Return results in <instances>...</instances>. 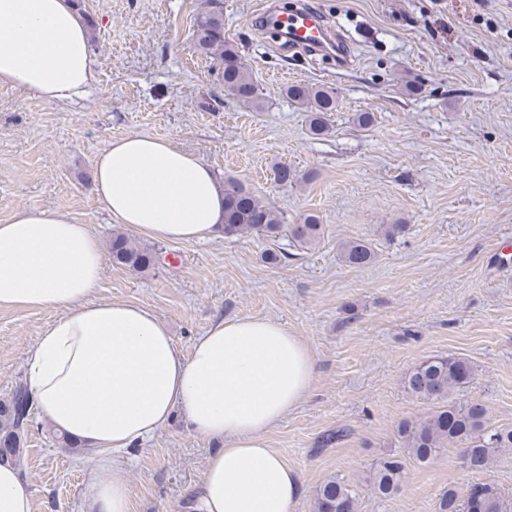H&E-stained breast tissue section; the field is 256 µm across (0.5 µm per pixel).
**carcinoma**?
I'll return each mask as SVG.
<instances>
[{"mask_svg": "<svg viewBox=\"0 0 512 512\" xmlns=\"http://www.w3.org/2000/svg\"><path fill=\"white\" fill-rule=\"evenodd\" d=\"M193 48L210 60V72L225 92L245 106H259V86L238 46L224 35L223 0H206L205 9L194 21ZM284 95L305 108L310 134L323 137L330 133V113L337 107L335 89L313 84L291 85L284 89ZM320 227L319 219L313 214L287 225L276 207L259 200L241 182L224 181L226 237L247 233L275 237L285 230L295 243L306 247L316 241ZM110 253L113 263L136 272L155 266V251L119 230L112 233ZM341 254L351 267L366 266L374 257L372 249L360 241L343 243ZM473 375L471 364L454 356L428 358L406 373L404 385L408 393L433 406L427 415L398 426V435L409 457L424 463L448 447L458 446L467 456V468L481 472L490 466L496 452L512 449V427L489 424V409L483 401H454L453 395L470 383ZM32 406L33 399L22 381L0 400V463L22 466L23 438L32 423ZM404 480L405 461L399 456H388L376 463L371 490L381 497H389L400 489ZM473 500L486 503L488 512H512V499L484 483L471 485L463 499L455 489H448L439 499L438 512H468ZM314 509L315 512H357L358 492L348 481L330 477L317 489Z\"/></svg>", "mask_w": 512, "mask_h": 512, "instance_id": "cac0c4a2", "label": "carcinoma"}]
</instances>
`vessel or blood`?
<instances>
[{
  "mask_svg": "<svg viewBox=\"0 0 512 512\" xmlns=\"http://www.w3.org/2000/svg\"><path fill=\"white\" fill-rule=\"evenodd\" d=\"M262 19L265 28L278 33L292 49L332 56L340 53L332 30L305 0H296L286 10L265 7Z\"/></svg>",
  "mask_w": 512,
  "mask_h": 512,
  "instance_id": "b4317fda",
  "label": "vessel or blood"
}]
</instances>
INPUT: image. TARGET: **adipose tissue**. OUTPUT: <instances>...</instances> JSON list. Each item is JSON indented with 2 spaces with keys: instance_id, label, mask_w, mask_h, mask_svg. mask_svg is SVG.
<instances>
[{
  "instance_id": "1",
  "label": "adipose tissue",
  "mask_w": 512,
  "mask_h": 512,
  "mask_svg": "<svg viewBox=\"0 0 512 512\" xmlns=\"http://www.w3.org/2000/svg\"><path fill=\"white\" fill-rule=\"evenodd\" d=\"M95 81L83 15L73 0H0V85L65 104ZM93 190L114 222L162 242L224 233V191L197 156L130 134L96 156ZM91 225L51 210L0 224V307L59 311L27 357L26 382L55 428L95 449L87 512H132L114 453L137 448L175 418L220 438L185 512H297V471L267 436L308 393L310 347L270 319L219 318L190 353L149 307L90 302L102 269ZM0 512H34L18 467L0 465Z\"/></svg>"
}]
</instances>
